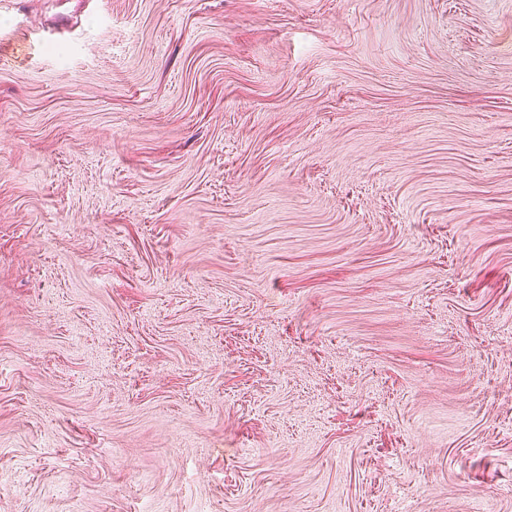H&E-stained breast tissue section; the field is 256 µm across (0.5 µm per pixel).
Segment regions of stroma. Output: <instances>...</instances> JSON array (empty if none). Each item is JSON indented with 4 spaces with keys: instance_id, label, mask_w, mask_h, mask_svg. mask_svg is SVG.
Instances as JSON below:
<instances>
[{
    "instance_id": "stroma-1",
    "label": "stroma",
    "mask_w": 512,
    "mask_h": 512,
    "mask_svg": "<svg viewBox=\"0 0 512 512\" xmlns=\"http://www.w3.org/2000/svg\"><path fill=\"white\" fill-rule=\"evenodd\" d=\"M0 512H512V0H0Z\"/></svg>"
}]
</instances>
